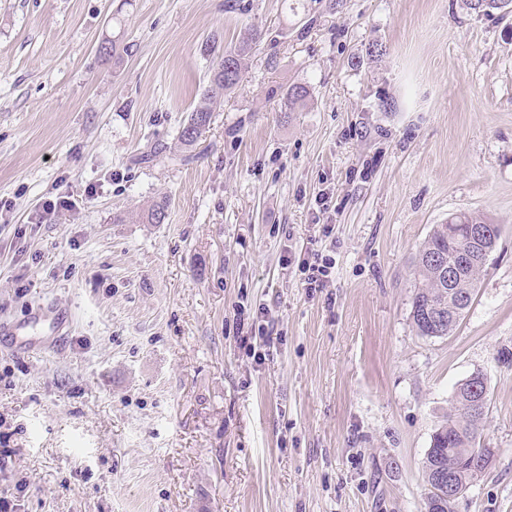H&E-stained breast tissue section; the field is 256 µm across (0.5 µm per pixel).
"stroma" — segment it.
<instances>
[{
    "instance_id": "1",
    "label": "stroma",
    "mask_w": 512,
    "mask_h": 512,
    "mask_svg": "<svg viewBox=\"0 0 512 512\" xmlns=\"http://www.w3.org/2000/svg\"><path fill=\"white\" fill-rule=\"evenodd\" d=\"M254 28L277 44L184 152L213 66ZM297 83L306 107L282 111ZM58 189L75 208L42 214ZM162 197L164 223H139ZM460 212L499 224L498 246L456 329L422 337L416 257ZM308 252L333 260L328 288L285 265ZM37 304L72 323L46 349L0 345L18 512H420L432 435L476 372L494 456L457 512H512V16L0 0V319Z\"/></svg>"
}]
</instances>
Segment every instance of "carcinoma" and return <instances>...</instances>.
<instances>
[{
	"label": "carcinoma",
	"mask_w": 512,
	"mask_h": 512,
	"mask_svg": "<svg viewBox=\"0 0 512 512\" xmlns=\"http://www.w3.org/2000/svg\"><path fill=\"white\" fill-rule=\"evenodd\" d=\"M469 9L505 18L512 12V0H466ZM264 41L273 46L276 36L256 30L241 44L227 48L213 68L209 83L200 101L179 131L180 145L191 149L210 127L216 106L238 83L239 76L224 70L228 60L241 67L243 56L252 46ZM309 91L302 84H293L282 94L284 111L303 107ZM167 200L157 201L140 214L143 224H162L166 219ZM489 220L470 213L456 214L431 231L416 259L417 282L412 298L411 317L419 335L437 338L456 329L472 302L487 262L500 238L495 233L480 240L469 236L466 226L484 225ZM456 269V277L448 280V269ZM484 415L473 414L472 393L465 383L459 384L449 401L448 415L434 432L431 450L426 453L422 469L426 483L422 512H456L457 502L448 500V484L437 475L449 472L458 485L467 488L485 471L481 464L485 452L481 448Z\"/></svg>",
	"instance_id": "obj_1"
}]
</instances>
